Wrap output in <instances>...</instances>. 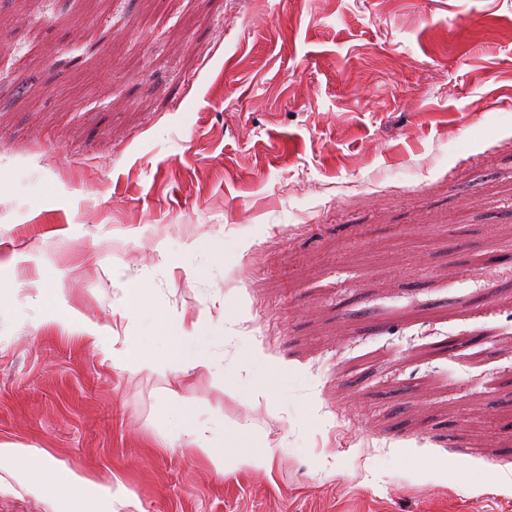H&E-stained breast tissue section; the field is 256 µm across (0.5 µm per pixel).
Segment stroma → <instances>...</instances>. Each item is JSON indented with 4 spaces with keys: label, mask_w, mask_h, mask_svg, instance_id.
<instances>
[{
    "label": "stroma",
    "mask_w": 512,
    "mask_h": 512,
    "mask_svg": "<svg viewBox=\"0 0 512 512\" xmlns=\"http://www.w3.org/2000/svg\"><path fill=\"white\" fill-rule=\"evenodd\" d=\"M0 442L102 489L0 512H512V0H0ZM52 317L65 329L81 331L91 335L94 343L96 344L100 343L104 339L112 340V329L107 332V335L110 336H101L103 329L95 324L80 321L72 311L62 305L52 303ZM158 319L166 335H169L167 336L169 340L167 354L171 362L186 365L189 368L207 366L208 358L204 350L199 346L187 347V343L197 338L194 327L188 330L183 326V322H180L176 328H172L166 318L160 316Z\"/></svg>",
    "instance_id": "35a3bbf8"
}]
</instances>
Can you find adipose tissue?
I'll use <instances>...</instances> for the list:
<instances>
[{"label": "adipose tissue", "instance_id": "ef3b65f1", "mask_svg": "<svg viewBox=\"0 0 512 512\" xmlns=\"http://www.w3.org/2000/svg\"><path fill=\"white\" fill-rule=\"evenodd\" d=\"M169 344L167 353L171 362L179 363L190 368L206 366L208 358L204 350L195 347L194 331L184 326L164 325ZM0 463L20 465L21 472L34 476L37 490L46 496L61 500H78L100 490L99 485L86 477L76 474L60 478L44 452L31 448H21L10 443H0Z\"/></svg>", "mask_w": 512, "mask_h": 512}]
</instances>
